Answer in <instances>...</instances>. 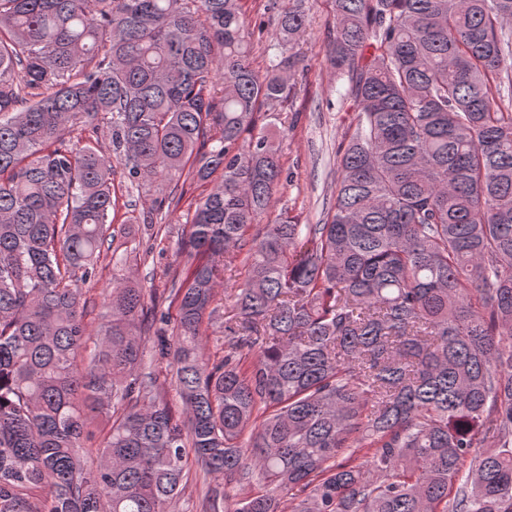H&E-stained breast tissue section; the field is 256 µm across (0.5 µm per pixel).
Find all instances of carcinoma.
<instances>
[{
  "instance_id": "obj_1",
  "label": "carcinoma",
  "mask_w": 512,
  "mask_h": 512,
  "mask_svg": "<svg viewBox=\"0 0 512 512\" xmlns=\"http://www.w3.org/2000/svg\"><path fill=\"white\" fill-rule=\"evenodd\" d=\"M240 2L0 0V512H181L193 464L224 478L210 512H512V0H333L357 112L333 203L251 237L306 20L279 12L260 74ZM114 158L169 213L221 172L174 316L112 227ZM99 272L97 278L90 284L86 285L88 288L86 297L89 298L90 306L88 308L85 321L90 324V329L97 327V315L101 311L104 290L112 287V260L111 254L106 259H103L99 265ZM95 304V306H94Z\"/></svg>"
}]
</instances>
